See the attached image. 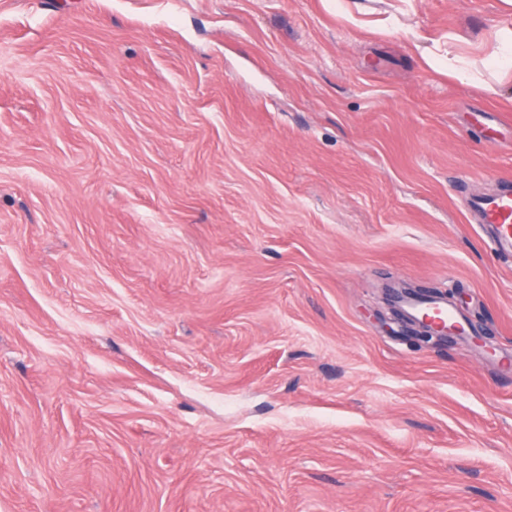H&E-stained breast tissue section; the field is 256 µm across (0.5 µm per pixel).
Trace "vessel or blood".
Returning a JSON list of instances; mask_svg holds the SVG:
<instances>
[{"instance_id": "1", "label": "vessel or blood", "mask_w": 512, "mask_h": 512, "mask_svg": "<svg viewBox=\"0 0 512 512\" xmlns=\"http://www.w3.org/2000/svg\"><path fill=\"white\" fill-rule=\"evenodd\" d=\"M466 208L477 223L482 224L490 246L499 254L512 256V184L492 191H476L466 197ZM399 307L409 320L430 318L441 333L451 336L475 334L469 318L439 295L420 296L404 292L397 298Z\"/></svg>"}]
</instances>
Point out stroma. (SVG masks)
I'll return each mask as SVG.
<instances>
[{
  "label": "stroma",
  "instance_id": "stroma-1",
  "mask_svg": "<svg viewBox=\"0 0 512 512\" xmlns=\"http://www.w3.org/2000/svg\"><path fill=\"white\" fill-rule=\"evenodd\" d=\"M510 29L0 0V512H512V258L465 207L512 180ZM512 62V38L507 37L492 48L485 57L486 67L495 70L510 66ZM397 304L410 321H419L429 317L439 327V334L451 336H468L476 333V328L469 318L440 295L420 296L404 292L397 297Z\"/></svg>",
  "mask_w": 512,
  "mask_h": 512
}]
</instances>
